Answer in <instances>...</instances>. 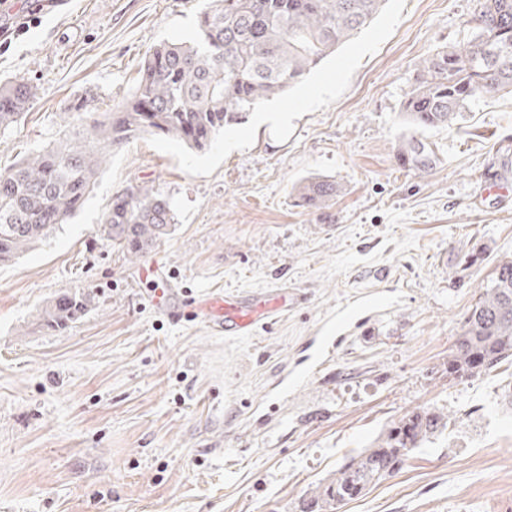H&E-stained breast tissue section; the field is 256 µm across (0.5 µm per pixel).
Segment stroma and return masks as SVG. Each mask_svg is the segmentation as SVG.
Segmentation results:
<instances>
[{
  "label": "stroma",
  "mask_w": 512,
  "mask_h": 512,
  "mask_svg": "<svg viewBox=\"0 0 512 512\" xmlns=\"http://www.w3.org/2000/svg\"><path fill=\"white\" fill-rule=\"evenodd\" d=\"M204 0H11L0 83L32 88L0 130V166L84 130L129 98L144 57L191 42ZM476 0H386L300 84L203 151L146 134L113 148L83 208L0 267V512H299L315 484L424 405L452 422L339 512H512V376L449 381V349L501 257L512 258V95L452 128L401 110L421 61L466 44ZM85 111H74L76 102ZM410 162L398 167L399 158ZM336 180L322 211L305 179ZM488 179L506 190L483 195ZM177 222L147 253L177 293L288 288L296 306L247 336L153 307L140 265L100 236L135 183ZM478 252L462 268L459 258ZM89 296L63 332L37 314ZM381 293V315L311 371L310 336Z\"/></svg>",
  "instance_id": "obj_1"
}]
</instances>
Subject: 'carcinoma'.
I'll return each mask as SVG.
<instances>
[{
    "label": "carcinoma",
    "instance_id": "carcinoma-1",
    "mask_svg": "<svg viewBox=\"0 0 512 512\" xmlns=\"http://www.w3.org/2000/svg\"><path fill=\"white\" fill-rule=\"evenodd\" d=\"M385 0H208L195 42H164L145 56L135 93L94 122L84 139L65 141L0 169V265L41 242L82 209L112 146L157 134L202 150L224 128L239 124L280 96L369 25ZM472 37L423 59L402 106L417 129L452 127L474 99L512 93V0H477ZM31 94L23 79L0 84V129L16 123ZM339 193L333 180L311 177L299 187L311 208ZM175 223L153 187L136 184L112 196L99 231L137 263ZM88 300L62 294L39 315L60 331L80 318ZM512 366V259L501 260L480 289L448 354V378L476 380ZM435 405L392 421L368 448L302 499L299 512H336L398 474L411 454L448 428Z\"/></svg>",
    "mask_w": 512,
    "mask_h": 512
}]
</instances>
